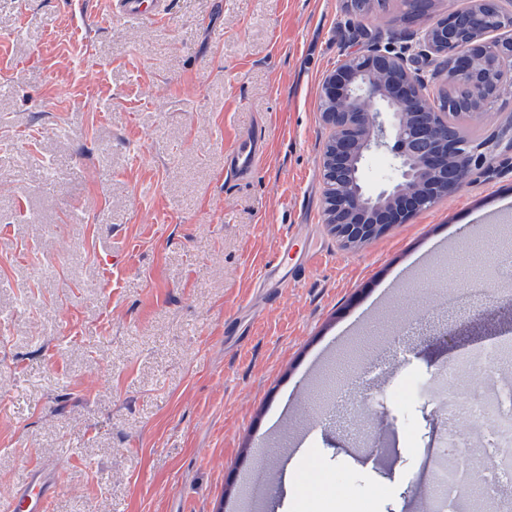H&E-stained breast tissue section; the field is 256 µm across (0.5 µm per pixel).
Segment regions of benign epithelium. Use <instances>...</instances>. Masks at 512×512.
<instances>
[{"label":"benign epithelium","instance_id":"obj_1","mask_svg":"<svg viewBox=\"0 0 512 512\" xmlns=\"http://www.w3.org/2000/svg\"><path fill=\"white\" fill-rule=\"evenodd\" d=\"M477 15L454 11L427 20L408 38L395 31L364 32L360 46L344 55L320 91L329 149L322 156L326 224L342 243L361 246L407 222L442 197L462 189L473 170L497 171L512 154V119L488 137L471 142L460 133L465 112H410L425 95L423 66L451 59L443 75L466 82L470 101L482 103L490 88L481 59L509 62L503 79L512 83V34L494 37L487 28L474 39ZM376 152L390 155L396 177L369 190L362 171Z\"/></svg>","mask_w":512,"mask_h":512}]
</instances>
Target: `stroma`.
<instances>
[{
    "label": "stroma",
    "mask_w": 512,
    "mask_h": 512,
    "mask_svg": "<svg viewBox=\"0 0 512 512\" xmlns=\"http://www.w3.org/2000/svg\"><path fill=\"white\" fill-rule=\"evenodd\" d=\"M0 0V512L33 470L47 512H241L244 475L281 512H408L424 471H483L457 439L448 366L512 335L494 289L512 165L358 248L325 222V75L368 19L346 0H168L157 21L110 0ZM267 131L250 176L224 171ZM292 235L318 258L275 300L256 283ZM318 379H311L313 363ZM412 399L391 391L405 378ZM265 130H253L226 154V172L233 176L252 174L264 159Z\"/></svg>",
    "instance_id": "stroma-1"
}]
</instances>
